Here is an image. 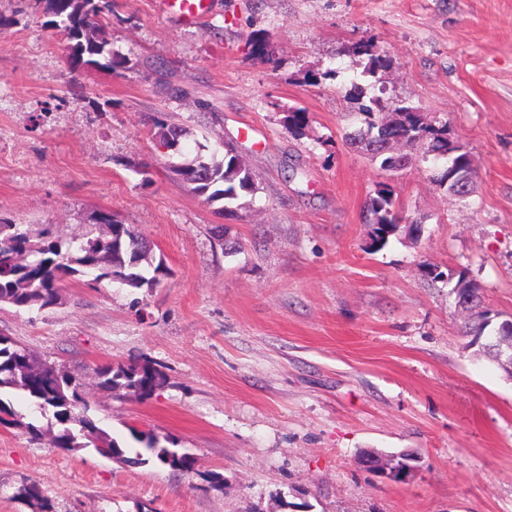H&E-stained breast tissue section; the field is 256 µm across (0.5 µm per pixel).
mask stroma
<instances>
[{
    "label": "stroma",
    "instance_id": "obj_1",
    "mask_svg": "<svg viewBox=\"0 0 512 512\" xmlns=\"http://www.w3.org/2000/svg\"><path fill=\"white\" fill-rule=\"evenodd\" d=\"M199 24L155 0H115L102 36L126 69L71 70L41 0H0V218L68 238L91 214L135 225L169 274L155 288L69 284L52 309L0 306V333L39 361L92 374L147 360L142 399L91 390L100 427L175 441L183 473L64 452L52 415L22 395L40 436L0 426V512L38 486L55 512H512V371L464 334L450 284L466 274L512 317V0H215ZM367 42L390 59L367 96L447 125L471 159L462 202L424 149L400 174L345 140L349 80ZM303 109L301 133L289 108ZM186 129L158 148L153 119ZM233 143L257 189L233 212L169 166ZM391 186L407 222L370 248L366 206ZM413 452L408 480L363 450ZM403 458L396 462L395 458H389L385 463L377 462L372 455L362 456L361 462L364 467L384 474L386 477L394 480L405 481L414 471V466L410 464L414 458L410 453H402Z\"/></svg>",
    "mask_w": 512,
    "mask_h": 512
}]
</instances>
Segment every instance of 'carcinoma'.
Returning <instances> with one entry per match:
<instances>
[{"instance_id":"cac0c4a2","label":"carcinoma","mask_w":512,"mask_h":512,"mask_svg":"<svg viewBox=\"0 0 512 512\" xmlns=\"http://www.w3.org/2000/svg\"><path fill=\"white\" fill-rule=\"evenodd\" d=\"M44 11L52 17L51 26L64 31L71 41L68 61L80 69L96 65L114 72L126 68L129 60L109 47L97 36L105 16L112 13V0H42ZM357 54L367 57L361 76L376 77L387 69L391 61L371 53L366 45L357 48ZM359 115L362 126L349 134L350 144L385 171L400 172L401 156L390 153L391 145L401 143L408 148L427 147L433 159L448 160L436 182L462 200L468 199L473 188H456V166L471 163L463 147L448 138V126L434 128L425 125L419 114L394 100L372 97L362 105ZM155 138L160 146L170 147L172 138H180L184 130L173 124L156 120ZM188 179L192 191L208 203L224 202L222 211H229L243 195L256 191L251 170L235 148L224 144L223 155L214 150L201 153L193 163L176 171ZM369 224L373 226L371 248H383L389 238L401 228L392 189L382 185L367 205ZM150 245L131 224H123L107 212L91 217V224L80 237L62 241L46 226L38 237H33L22 224L0 219V305L10 304L18 309L52 308L59 303L60 291L69 281H81L87 276L100 284L115 280L132 288H154L167 275L163 262L153 263L149 257ZM468 291L475 300L478 312L466 326V335L481 336L491 325L483 308L482 289L471 280L458 278L450 294L457 288ZM97 385L105 391L125 390L139 397L151 395L163 382V375L148 362L101 365L96 368ZM85 388L81 378L54 364L34 366L26 348L0 333V391L21 392L40 413L53 410V417L62 426L52 438L53 446L65 451L94 447L109 454L118 462H157L172 470H192L191 457L176 448L161 444L151 434L132 433L135 441L143 444L135 457L127 456V448L101 428L89 415L85 396L77 388ZM24 416L13 405L0 398V425L25 428L34 436L41 429L32 422H23ZM15 497L33 502L39 512H53L51 501L35 486L23 485Z\"/></svg>"}]
</instances>
